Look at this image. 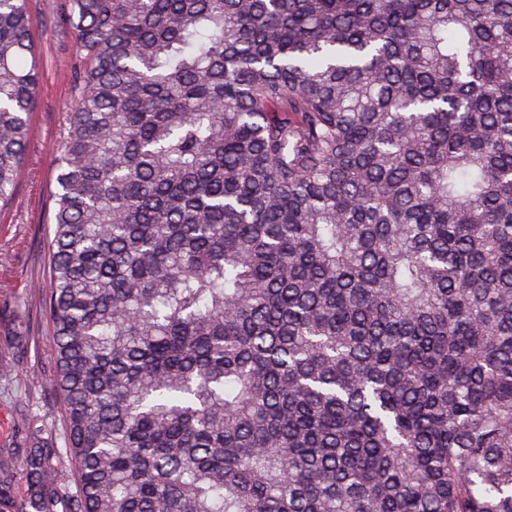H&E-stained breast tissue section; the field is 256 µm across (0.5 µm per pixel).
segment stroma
Masks as SVG:
<instances>
[{
	"mask_svg": "<svg viewBox=\"0 0 512 512\" xmlns=\"http://www.w3.org/2000/svg\"><path fill=\"white\" fill-rule=\"evenodd\" d=\"M36 22L34 40L41 55V81L27 163L16 192L0 208V449L19 447L21 414L45 427V438L59 442L63 417L49 386L54 369L53 335L44 316L43 286L51 277L47 237L54 210L53 160L69 134L68 114L81 92L86 66L76 52L67 22V0H27Z\"/></svg>",
	"mask_w": 512,
	"mask_h": 512,
	"instance_id": "35a3bbf8",
	"label": "stroma"
}]
</instances>
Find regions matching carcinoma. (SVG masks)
Listing matches in <instances>:
<instances>
[{
    "label": "carcinoma",
    "instance_id": "carcinoma-1",
    "mask_svg": "<svg viewBox=\"0 0 512 512\" xmlns=\"http://www.w3.org/2000/svg\"><path fill=\"white\" fill-rule=\"evenodd\" d=\"M69 2L63 445L24 417L0 512H512V0Z\"/></svg>",
    "mask_w": 512,
    "mask_h": 512
}]
</instances>
